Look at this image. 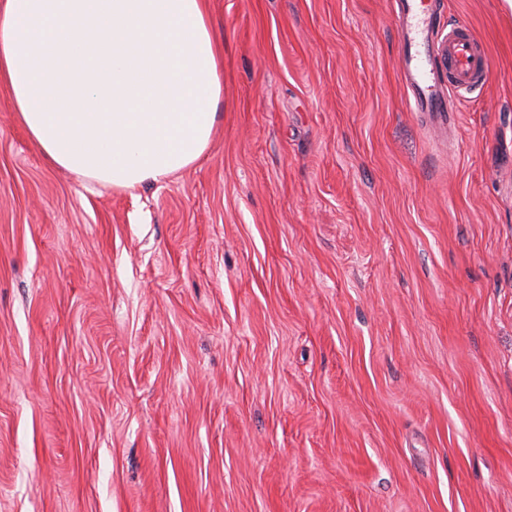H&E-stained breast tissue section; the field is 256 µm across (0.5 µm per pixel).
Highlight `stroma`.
Masks as SVG:
<instances>
[{"label": "stroma", "mask_w": 512, "mask_h": 512, "mask_svg": "<svg viewBox=\"0 0 512 512\" xmlns=\"http://www.w3.org/2000/svg\"><path fill=\"white\" fill-rule=\"evenodd\" d=\"M415 111L394 0H208L212 141L134 191L0 85V512H512V0Z\"/></svg>", "instance_id": "obj_1"}]
</instances>
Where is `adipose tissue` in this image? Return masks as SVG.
<instances>
[{
	"label": "adipose tissue",
	"mask_w": 512,
	"mask_h": 512,
	"mask_svg": "<svg viewBox=\"0 0 512 512\" xmlns=\"http://www.w3.org/2000/svg\"><path fill=\"white\" fill-rule=\"evenodd\" d=\"M0 82L54 165L126 191L196 163L224 89L207 0H5Z\"/></svg>",
	"instance_id": "adipose-tissue-1"
}]
</instances>
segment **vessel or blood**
Instances as JSON below:
<instances>
[{"instance_id":"vessel-or-blood-1","label":"vessel or blood","mask_w":512,"mask_h":512,"mask_svg":"<svg viewBox=\"0 0 512 512\" xmlns=\"http://www.w3.org/2000/svg\"><path fill=\"white\" fill-rule=\"evenodd\" d=\"M402 77L415 109L447 120L455 90L482 87L487 55L470 28L452 24L443 39L434 33L442 22L433 0H396Z\"/></svg>"}]
</instances>
